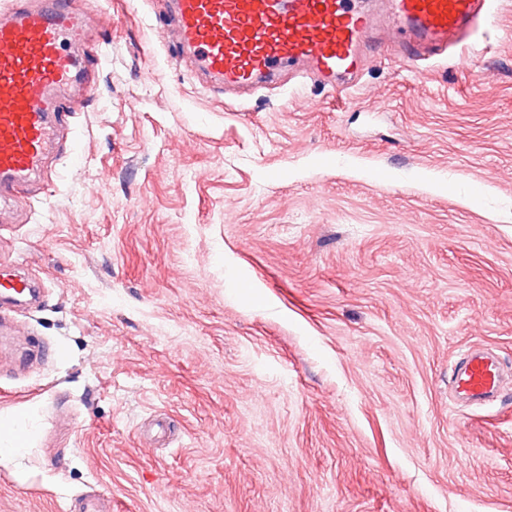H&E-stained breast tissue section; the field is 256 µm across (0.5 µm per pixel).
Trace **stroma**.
<instances>
[{"label":"stroma","instance_id":"stroma-1","mask_svg":"<svg viewBox=\"0 0 512 512\" xmlns=\"http://www.w3.org/2000/svg\"><path fill=\"white\" fill-rule=\"evenodd\" d=\"M112 17L47 179L0 209V512H512V0L464 59L390 35L338 95L237 97ZM498 398L456 399L470 349ZM26 424L22 421H5L0 423V465L10 461L16 448L23 446Z\"/></svg>","mask_w":512,"mask_h":512}]
</instances>
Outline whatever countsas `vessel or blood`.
<instances>
[{
    "label": "vessel or blood",
    "mask_w": 512,
    "mask_h": 512,
    "mask_svg": "<svg viewBox=\"0 0 512 512\" xmlns=\"http://www.w3.org/2000/svg\"><path fill=\"white\" fill-rule=\"evenodd\" d=\"M496 0H169V21L190 71L228 89L274 80L284 68L338 93L367 60L376 35L396 34L400 60L426 66L464 54ZM84 0H15L0 14V203L41 175L57 137L65 96L92 88ZM500 361L474 350L452 378L454 394L490 397Z\"/></svg>",
    "instance_id": "b4317fda"
}]
</instances>
